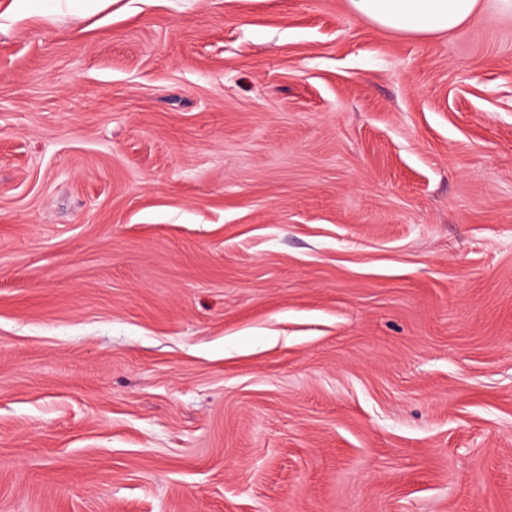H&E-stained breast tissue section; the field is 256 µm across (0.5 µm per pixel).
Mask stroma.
Masks as SVG:
<instances>
[{"mask_svg": "<svg viewBox=\"0 0 512 512\" xmlns=\"http://www.w3.org/2000/svg\"><path fill=\"white\" fill-rule=\"evenodd\" d=\"M0 512H512V14L0 0ZM351 14L390 31L426 38L463 25L480 0H348Z\"/></svg>", "mask_w": 512, "mask_h": 512, "instance_id": "obj_1", "label": "stroma"}]
</instances>
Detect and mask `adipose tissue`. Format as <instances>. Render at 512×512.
I'll return each instance as SVG.
<instances>
[{
  "instance_id": "obj_1",
  "label": "adipose tissue",
  "mask_w": 512,
  "mask_h": 512,
  "mask_svg": "<svg viewBox=\"0 0 512 512\" xmlns=\"http://www.w3.org/2000/svg\"><path fill=\"white\" fill-rule=\"evenodd\" d=\"M351 14L390 31L426 38L463 25L480 0H347Z\"/></svg>"
}]
</instances>
